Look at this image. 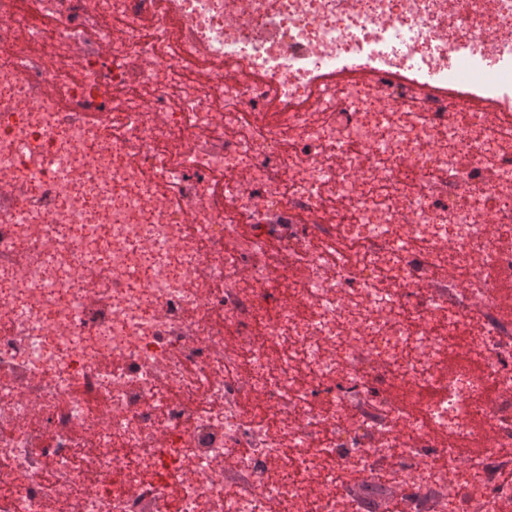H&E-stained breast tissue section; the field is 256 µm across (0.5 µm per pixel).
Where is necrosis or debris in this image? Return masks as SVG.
I'll return each mask as SVG.
<instances>
[{
    "mask_svg": "<svg viewBox=\"0 0 512 512\" xmlns=\"http://www.w3.org/2000/svg\"><path fill=\"white\" fill-rule=\"evenodd\" d=\"M418 82L512 0H0V512H503L512 113Z\"/></svg>",
    "mask_w": 512,
    "mask_h": 512,
    "instance_id": "4bbe7bcc",
    "label": "necrosis or debris"
}]
</instances>
